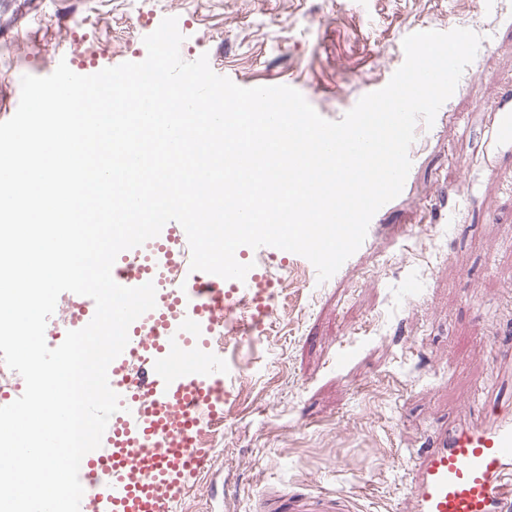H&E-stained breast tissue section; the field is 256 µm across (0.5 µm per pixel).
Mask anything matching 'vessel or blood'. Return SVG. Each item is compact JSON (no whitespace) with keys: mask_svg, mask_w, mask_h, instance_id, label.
<instances>
[{"mask_svg":"<svg viewBox=\"0 0 512 512\" xmlns=\"http://www.w3.org/2000/svg\"><path fill=\"white\" fill-rule=\"evenodd\" d=\"M189 243L183 227L168 222L142 246L118 254L113 280L124 287L152 282L156 306L128 329L124 351L108 367L120 409L108 421L101 446L85 455L95 474L84 490L97 512H173L188 478L203 472L206 449L195 447L197 428L223 413L219 354L208 345L215 327L250 334L248 321L227 322L236 298H248L259 319L273 317L268 286L256 272L226 280L184 270V288L159 284ZM412 512H512V413L490 412L479 422L446 429L405 483ZM262 512H355L345 492L300 491L267 495Z\"/></svg>","mask_w":512,"mask_h":512,"instance_id":"obj_1","label":"vessel or blood"}]
</instances>
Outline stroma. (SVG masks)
Wrapping results in <instances>:
<instances>
[{
    "instance_id": "stroma-1",
    "label": "stroma",
    "mask_w": 512,
    "mask_h": 512,
    "mask_svg": "<svg viewBox=\"0 0 512 512\" xmlns=\"http://www.w3.org/2000/svg\"><path fill=\"white\" fill-rule=\"evenodd\" d=\"M178 19L183 60L242 87L285 85L338 121L402 65L404 37L482 38L461 89L419 123L401 194L327 281L307 258L251 250L272 284L262 334L224 346V436L175 512H255L267 487L338 490L407 512L406 475L441 429L512 405V0H0V122L22 76L141 62Z\"/></svg>"
}]
</instances>
